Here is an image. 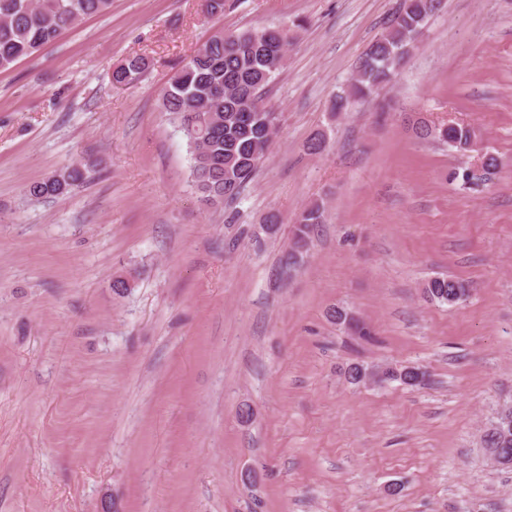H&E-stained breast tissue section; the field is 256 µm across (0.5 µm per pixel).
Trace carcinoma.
I'll use <instances>...</instances> for the list:
<instances>
[{
  "label": "carcinoma",
  "mask_w": 512,
  "mask_h": 512,
  "mask_svg": "<svg viewBox=\"0 0 512 512\" xmlns=\"http://www.w3.org/2000/svg\"><path fill=\"white\" fill-rule=\"evenodd\" d=\"M443 0H402L401 10L365 52L344 94L332 110H345L352 100H368L391 82L401 63L416 46L428 18L442 8ZM112 0H0V68L29 58L65 30L91 16L109 11ZM286 27L222 33L205 42L169 79L162 111L182 131L192 150V182L200 198L212 207L237 198L255 176L279 126V116L263 104L265 92L285 65ZM149 68L146 57L129 56L112 72L116 86L136 85ZM422 139H433L458 151L470 150L475 131L458 123L431 127L414 125ZM82 168L73 163L61 172L30 184L33 199L61 194L83 180ZM322 205L315 202L298 216L291 229L289 250L280 263L300 265L315 226L322 223ZM427 297L453 306L465 299L468 284L452 277H435L426 287ZM426 372L411 367L402 373L384 367L379 382L400 381L408 386L425 384ZM486 447L512 454V403L497 411L486 433Z\"/></svg>",
  "instance_id": "cac0c4a2"
}]
</instances>
